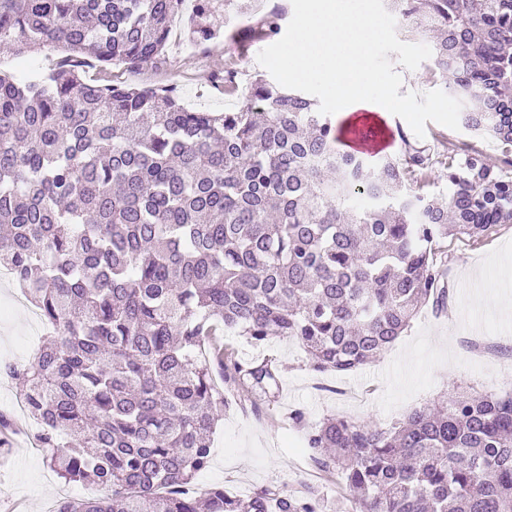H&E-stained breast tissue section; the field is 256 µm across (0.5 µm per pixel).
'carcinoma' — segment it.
<instances>
[{
  "mask_svg": "<svg viewBox=\"0 0 512 512\" xmlns=\"http://www.w3.org/2000/svg\"><path fill=\"white\" fill-rule=\"evenodd\" d=\"M0 0V51L63 49L47 71L0 72V268L52 327L24 380L35 438L67 483L101 496L54 512H322L313 492H200L226 393L280 395L269 359L212 343L296 341L316 372L383 355L421 305L444 307L440 244L512 223V173L448 149V195L421 192L430 149L370 160L360 130L256 76L235 112L185 107L168 86L87 80L85 60L162 64L172 22L209 44L214 0ZM465 103V128L512 147V0H388ZM277 4L236 31L279 36ZM214 87L237 92L234 71ZM224 386H219L216 377ZM310 459L353 512H512V394L457 393L392 426L330 416Z\"/></svg>",
  "mask_w": 512,
  "mask_h": 512,
  "instance_id": "1",
  "label": "carcinoma"
}]
</instances>
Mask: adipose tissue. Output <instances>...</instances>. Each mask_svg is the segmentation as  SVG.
I'll return each mask as SVG.
<instances>
[{
    "label": "adipose tissue",
    "instance_id": "obj_1",
    "mask_svg": "<svg viewBox=\"0 0 512 512\" xmlns=\"http://www.w3.org/2000/svg\"><path fill=\"white\" fill-rule=\"evenodd\" d=\"M380 31L362 10L343 8L334 0L327 9L301 14L280 61L291 64L298 79L329 83L331 108L343 118L358 112H384L386 98L373 91L376 80L370 51Z\"/></svg>",
    "mask_w": 512,
    "mask_h": 512
}]
</instances>
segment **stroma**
I'll list each match as a JSON object with an SVG mask.
<instances>
[{
    "label": "stroma",
    "instance_id": "1",
    "mask_svg": "<svg viewBox=\"0 0 512 512\" xmlns=\"http://www.w3.org/2000/svg\"><path fill=\"white\" fill-rule=\"evenodd\" d=\"M370 2L382 36L371 51L388 98L387 125L402 134L390 153L403 152L404 139L427 144L435 153L450 148H475L495 164L504 155L496 141L465 128L459 113L436 74L428 45L408 36L386 0H349L352 8ZM287 18L272 41L239 44L231 30L246 26L247 19H225L230 31L213 43L194 46L183 25H176L163 65H145L123 73L132 85L174 87L181 102L195 110L232 112L244 100L217 93L214 71L234 62L236 81L246 87L262 75L285 90H296L329 110L330 100L319 84L290 75L287 64L277 63L283 45L292 37L306 0H284ZM442 248L448 254V305L437 310L424 305L411 326L383 356L349 373L312 371L304 351L295 342L280 340L256 347L242 336H222L226 352L250 360L275 361L281 375L278 401L250 394L243 408L224 413V423L213 437L212 460L195 480L198 490L222 488L245 496L261 486L310 487L326 505V512H351V492L338 475L318 470L309 459L307 427L330 415L347 416L386 427L414 408L432 405L461 389L475 396L512 393V224L499 225L480 241L450 238ZM45 334L34 321L31 305L18 285L0 279V412L12 413L11 435L0 446V512H49L62 492V481L47 454L33 453L35 423L24 413H14L13 400L22 383L3 373L4 365L30 359ZM299 408L306 428L287 418Z\"/></svg>",
    "mask_w": 512,
    "mask_h": 512
}]
</instances>
